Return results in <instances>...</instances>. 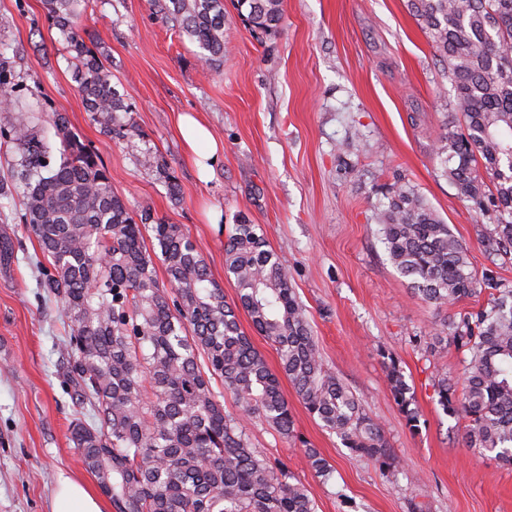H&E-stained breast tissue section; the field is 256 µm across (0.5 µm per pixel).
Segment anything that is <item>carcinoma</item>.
I'll return each mask as SVG.
<instances>
[{
	"label": "carcinoma",
	"instance_id": "cac0c4a2",
	"mask_svg": "<svg viewBox=\"0 0 512 512\" xmlns=\"http://www.w3.org/2000/svg\"><path fill=\"white\" fill-rule=\"evenodd\" d=\"M89 0H44L64 37L66 59L80 73L86 111L123 137L128 111L112 87L103 55L84 39ZM197 44L213 71L224 63V0H157ZM254 31L281 22V0H236ZM409 12L448 69L459 126L439 137L436 154L459 198L499 213L483 240L489 251L512 252V0H408ZM62 133L59 158L22 122L6 121L0 138L15 143V180L23 188L21 221L50 258L43 287L58 296L72 326L67 365L77 405L93 425L76 419L71 441L115 512H316L285 466L251 447L243 420L258 418L286 439L294 423L279 377L243 331L242 307L253 328L276 347L281 371L322 427L352 452L389 467L382 428L359 399L324 370L288 270L259 225L241 219L224 242V271L234 278L238 305L210 278L194 245L176 224L144 209L133 216L112 190V175L90 145L67 130L60 112L44 113ZM389 259L415 293L447 305L478 289L487 306L448 320L434 339L469 352L462 395L439 380L440 405L469 419L467 448L496 452L512 464V288L487 273L478 277L467 248L425 198L398 186L375 213ZM149 230L166 266L158 281L143 231ZM233 394L239 415L224 414L212 381ZM391 392L407 424L410 388L396 364ZM315 472L333 469L315 448L304 449Z\"/></svg>",
	"mask_w": 512,
	"mask_h": 512
}]
</instances>
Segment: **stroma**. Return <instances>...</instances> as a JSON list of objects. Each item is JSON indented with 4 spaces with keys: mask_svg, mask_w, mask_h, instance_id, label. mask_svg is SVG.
<instances>
[{
    "mask_svg": "<svg viewBox=\"0 0 512 512\" xmlns=\"http://www.w3.org/2000/svg\"><path fill=\"white\" fill-rule=\"evenodd\" d=\"M224 11V65L214 72L151 0H90L87 33L130 107L122 121L138 131L122 139L86 112L42 0H0V63L16 84L14 118L59 146L40 117L51 102L132 212L147 208L179 225L227 302L237 287L224 271L225 238L239 217L260 225L288 269L325 368L380 423L396 461L388 469L352 453L281 379L297 440L257 419L248 433L309 490L317 512H512V467L464 447L466 419L448 415L435 392L444 377L462 385L467 352L434 344L433 332L485 307L488 296L424 301L391 264L374 221L385 195L408 185L467 246L476 273L493 272L512 287V255L482 246L495 209L462 202L435 153L459 119L447 70L406 0H283L282 22L269 34L251 31L234 0H224ZM182 112L200 115L224 146L207 179L186 156L176 126ZM147 152L164 158L177 193L141 167ZM13 159V145L0 139V239L14 248L0 262V512H51L59 474L93 488L98 481L70 440L71 329L42 286L49 262L20 221ZM211 210L218 225L208 222ZM391 358L411 388L417 427L390 393ZM306 443L332 465L330 481L311 469Z\"/></svg>",
    "mask_w": 512,
    "mask_h": 512,
    "instance_id": "obj_1",
    "label": "stroma"
}]
</instances>
